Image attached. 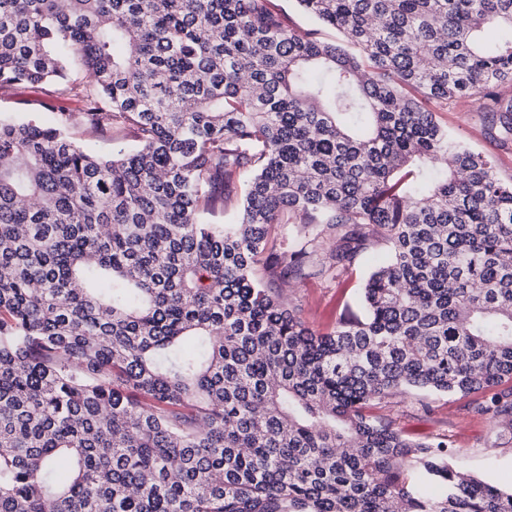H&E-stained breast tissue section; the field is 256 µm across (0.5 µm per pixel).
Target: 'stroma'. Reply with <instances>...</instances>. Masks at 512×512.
<instances>
[{
    "label": "stroma",
    "mask_w": 512,
    "mask_h": 512,
    "mask_svg": "<svg viewBox=\"0 0 512 512\" xmlns=\"http://www.w3.org/2000/svg\"><path fill=\"white\" fill-rule=\"evenodd\" d=\"M60 108L58 101L43 102L35 89L18 86L0 93V116L21 120L28 115L52 124ZM439 120L450 134L473 150L493 158L497 175L512 181V135H504L491 113L481 111L478 101L460 99L450 103ZM386 252L384 242L371 243L356 266L340 279L311 278L291 283L286 293L298 316L315 330L332 327L356 308L363 279L375 261ZM429 411L420 410L413 400L385 402L373 407L377 419L391 420L395 429L412 440H427L439 434L451 435L457 452L453 461L461 472L479 476L501 489L512 488V431L499 421L474 415L467 399L432 396Z\"/></svg>",
    "instance_id": "obj_1"
}]
</instances>
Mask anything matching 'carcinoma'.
Instances as JSON below:
<instances>
[{
    "mask_svg": "<svg viewBox=\"0 0 512 512\" xmlns=\"http://www.w3.org/2000/svg\"><path fill=\"white\" fill-rule=\"evenodd\" d=\"M296 2L342 39L273 0H0V91L78 103L0 119V512H512L368 414L512 422V182L438 120L512 131V0ZM327 238L336 278L388 254L320 333L277 282ZM277 8L281 10L289 21L290 26L300 31H311L328 40H338V33L329 27L323 26L310 16L303 13L293 0H275ZM71 136L78 144L100 155H112L119 150H127L133 145V142L122 137H102L83 128L72 130Z\"/></svg>",
    "mask_w": 512,
    "mask_h": 512,
    "instance_id": "carcinoma-1",
    "label": "carcinoma"
}]
</instances>
